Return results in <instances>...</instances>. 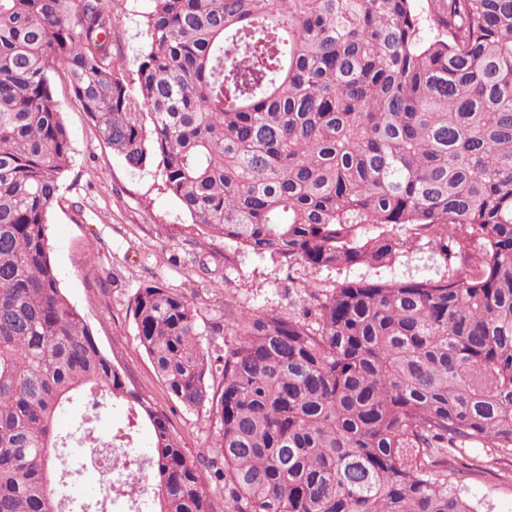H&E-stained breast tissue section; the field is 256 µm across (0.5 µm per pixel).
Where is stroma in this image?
<instances>
[{"label": "stroma", "instance_id": "stroma-1", "mask_svg": "<svg viewBox=\"0 0 512 512\" xmlns=\"http://www.w3.org/2000/svg\"><path fill=\"white\" fill-rule=\"evenodd\" d=\"M149 0H110L117 18L114 58L129 89H136L139 58L147 45L144 15ZM54 90L71 141V166L48 212L47 234L68 301L84 316L100 348L168 413L189 454H205L216 435L208 410H186L172 398L141 349L129 303L150 283L184 293L199 308V323L233 306L236 313L274 310L288 315L306 302V285L327 291L345 280L438 278L448 269L428 248L402 251L395 264L307 271L278 259L206 240L177 200L161 188L156 166L129 167L100 140L62 76ZM467 457L483 456L482 473L468 486L482 512H512V454L494 455L472 446Z\"/></svg>", "mask_w": 512, "mask_h": 512}]
</instances>
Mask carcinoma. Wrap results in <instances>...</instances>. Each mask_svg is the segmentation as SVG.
Instances as JSON below:
<instances>
[{"label":"carcinoma","mask_w":512,"mask_h":512,"mask_svg":"<svg viewBox=\"0 0 512 512\" xmlns=\"http://www.w3.org/2000/svg\"><path fill=\"white\" fill-rule=\"evenodd\" d=\"M426 2L150 0L135 101L109 0H0V512H56L55 422L80 396L76 441L114 401L131 418L112 444L151 428L153 512H217L213 476L229 512H477L462 447L512 452V0ZM55 73L203 234L312 271L388 267L423 242L448 273L230 313L217 357L193 301L139 289L140 347L218 426L196 460L61 291Z\"/></svg>","instance_id":"1"}]
</instances>
